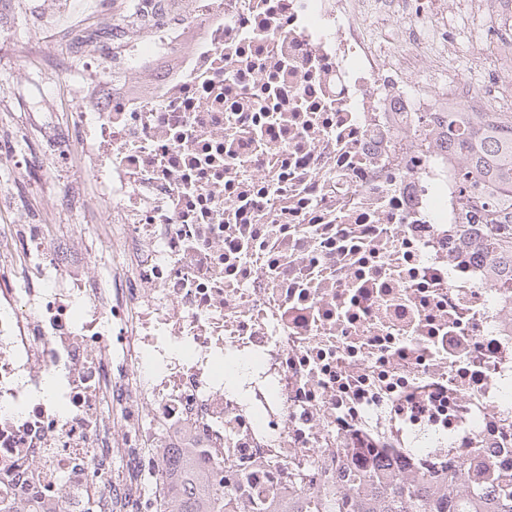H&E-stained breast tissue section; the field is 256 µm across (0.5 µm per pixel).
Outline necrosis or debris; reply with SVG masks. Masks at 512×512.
Wrapping results in <instances>:
<instances>
[{
  "label": "necrosis or debris",
  "mask_w": 512,
  "mask_h": 512,
  "mask_svg": "<svg viewBox=\"0 0 512 512\" xmlns=\"http://www.w3.org/2000/svg\"><path fill=\"white\" fill-rule=\"evenodd\" d=\"M424 0H185L84 67V140L132 269L102 296L25 225L34 288L0 286V512L116 480L191 430L250 512L281 486L395 470L469 497L512 476V288L458 240L448 110L502 111L449 71ZM121 431H122V425L120 424V422H116L115 416H114V419L112 416V446L114 447V448L112 447V450L117 451L116 454L112 453V458H111V462H110L111 469H112V475H115L116 477L118 475H120V479H121V475H122V478L124 480H125V478L127 480H129L127 470L125 469V463L127 460V455H126L127 448H116L118 446V443L120 442L119 440L121 437Z\"/></svg>",
  "instance_id": "1"
}]
</instances>
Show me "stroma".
<instances>
[{"label":"stroma","mask_w":512,"mask_h":512,"mask_svg":"<svg viewBox=\"0 0 512 512\" xmlns=\"http://www.w3.org/2000/svg\"><path fill=\"white\" fill-rule=\"evenodd\" d=\"M127 8V0H0V21L8 26L0 35V140L13 141L31 161L22 169L0 165V197L9 203L0 225L19 215L68 230L84 225V240L67 252L71 258L95 247L107 218L88 206L101 191L82 167L80 146L72 145L69 164L58 168L45 137L83 108L85 71L76 36L101 16Z\"/></svg>","instance_id":"stroma-1"}]
</instances>
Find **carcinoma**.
<instances>
[{
  "mask_svg": "<svg viewBox=\"0 0 512 512\" xmlns=\"http://www.w3.org/2000/svg\"><path fill=\"white\" fill-rule=\"evenodd\" d=\"M147 0H134L122 17L113 20L112 31H94L89 38L108 35L130 39L146 24ZM442 132L448 158L461 155L466 164L453 177L459 208L465 216L463 234L482 249L491 273L512 287V112H496L485 119L468 112H444ZM201 450L187 431L177 433L172 445L153 449L159 465L157 480L164 489V474L177 469L185 480L169 497L164 512H236L234 505L218 497L208 472L201 466ZM258 512H512V482L489 481L474 488L461 502L451 495H437L424 484L399 483L386 491L376 487L352 495L311 502L288 495L272 496Z\"/></svg>",
  "mask_w": 512,
  "mask_h": 512,
  "instance_id": "obj_1",
  "label": "carcinoma"
}]
</instances>
